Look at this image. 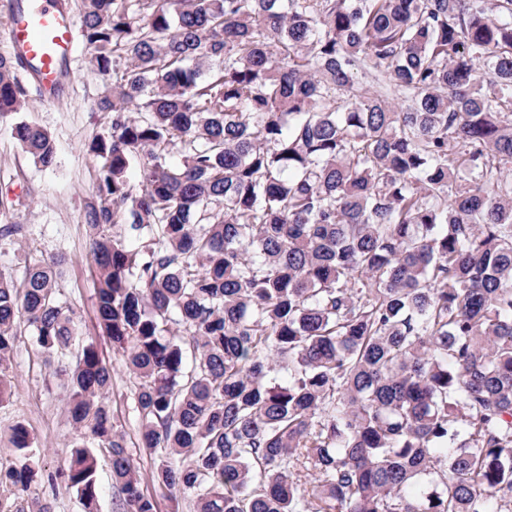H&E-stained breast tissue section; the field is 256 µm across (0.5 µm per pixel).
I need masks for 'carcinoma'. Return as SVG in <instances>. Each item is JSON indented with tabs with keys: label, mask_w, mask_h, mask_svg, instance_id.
<instances>
[{
	"label": "carcinoma",
	"mask_w": 512,
	"mask_h": 512,
	"mask_svg": "<svg viewBox=\"0 0 512 512\" xmlns=\"http://www.w3.org/2000/svg\"><path fill=\"white\" fill-rule=\"evenodd\" d=\"M80 10L89 69L120 72L89 146L99 326L137 380L171 512L181 491L196 512H512V0ZM18 69L0 56L1 117L27 103ZM14 137L57 165L40 125ZM59 264L0 275V405L25 325L48 359L75 358L82 441L45 475L14 425L27 462L0 463V488L62 481L98 512L100 449L121 512H157Z\"/></svg>",
	"instance_id": "carcinoma-1"
}]
</instances>
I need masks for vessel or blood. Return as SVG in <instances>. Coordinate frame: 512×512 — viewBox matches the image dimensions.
Masks as SVG:
<instances>
[{"label":"vessel or blood","mask_w":512,"mask_h":512,"mask_svg":"<svg viewBox=\"0 0 512 512\" xmlns=\"http://www.w3.org/2000/svg\"><path fill=\"white\" fill-rule=\"evenodd\" d=\"M8 52L42 100L58 104L79 42L78 18L67 0H14L8 13Z\"/></svg>","instance_id":"obj_1"}]
</instances>
